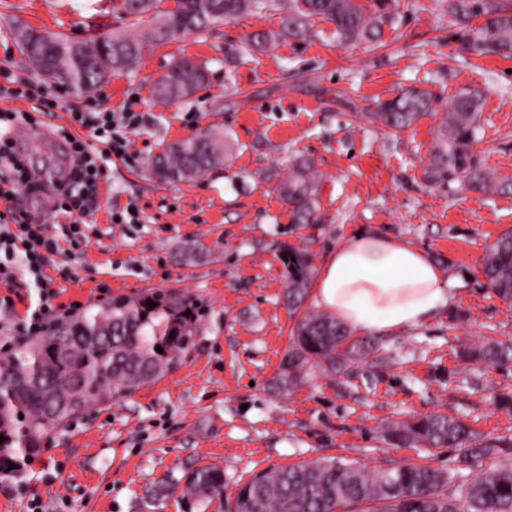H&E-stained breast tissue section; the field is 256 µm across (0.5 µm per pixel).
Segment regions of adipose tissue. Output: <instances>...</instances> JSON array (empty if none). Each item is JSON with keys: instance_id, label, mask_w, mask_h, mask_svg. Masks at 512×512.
Wrapping results in <instances>:
<instances>
[{"instance_id": "obj_1", "label": "adipose tissue", "mask_w": 512, "mask_h": 512, "mask_svg": "<svg viewBox=\"0 0 512 512\" xmlns=\"http://www.w3.org/2000/svg\"><path fill=\"white\" fill-rule=\"evenodd\" d=\"M447 274L427 253L378 231L350 235L330 255L313 300L358 333L417 328L451 301Z\"/></svg>"}]
</instances>
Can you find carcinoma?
<instances>
[{
  "label": "carcinoma",
  "instance_id": "carcinoma-1",
  "mask_svg": "<svg viewBox=\"0 0 512 512\" xmlns=\"http://www.w3.org/2000/svg\"><path fill=\"white\" fill-rule=\"evenodd\" d=\"M174 10L159 14L155 0H123L120 9L131 23L145 27L158 42H172L199 34L218 21H230L253 10L276 5L284 11L274 34L247 36L242 48L264 50L279 38L304 40L310 19L334 25L342 45H376L382 26L396 22L398 0H372L367 8L356 0H176ZM448 13L466 25L483 16V24L469 27L462 49L478 55H512V9L499 0H448ZM100 36L92 45L47 31L17 40L21 55L44 76L58 65L66 68L71 90L91 91L104 79L105 46ZM144 43L127 34L112 35L110 69L134 68ZM208 69L177 60L153 84V93L166 101L182 100L175 88L187 81L200 87ZM482 95L462 90L444 104L445 116L430 152L426 180L434 185L459 182L484 194L512 189V177H498L475 160L474 146L481 132ZM433 108L431 97L411 89L375 104L364 119L393 131L411 128ZM230 143L218 130H203L172 142L150 160L152 175L176 183L224 165ZM295 224H321L319 183L307 159L294 161L288 179L277 185ZM288 275V306L296 316L276 385L290 389L304 381L309 370L336 371L345 360L347 328L333 315L304 307L313 279L310 253L281 249ZM481 273L495 294L512 303V229L488 246ZM156 303L151 308L148 302ZM196 304L176 290H145L117 296L93 314L74 315L53 325L17 348L0 352V474L17 472L20 464L37 456L50 433L79 414L92 401L131 395L161 379L181 364L196 326ZM192 314L187 316L185 311ZM175 337H170V333ZM163 352H157V348ZM492 363L512 358V348L489 343L474 351ZM395 448L450 447L460 451L468 474L404 463L373 472L340 460H318L273 467L241 485L228 512H512V436L482 439L459 418L446 414L408 418L388 432ZM495 458L497 465L484 466ZM14 469H8V466ZM182 494L193 498L224 497V470L199 468L185 475Z\"/></svg>",
  "mask_w": 512,
  "mask_h": 512
}]
</instances>
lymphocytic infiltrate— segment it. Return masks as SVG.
I'll return each mask as SVG.
<instances>
[{"instance_id":"obj_1","label":"lymphocytic infiltrate","mask_w":512,"mask_h":512,"mask_svg":"<svg viewBox=\"0 0 512 512\" xmlns=\"http://www.w3.org/2000/svg\"><path fill=\"white\" fill-rule=\"evenodd\" d=\"M13 99L33 102V110L11 109L0 112V277L8 276L15 265H22L44 297H51L50 279L45 270L59 254L58 239L50 235L46 226L39 224L30 213L14 206L18 192L47 195L53 211L67 214L71 222L66 236L73 246H80L86 238L87 219L97 203L99 182L103 174L102 156L92 150L91 140H105L114 152L127 149L126 133L139 123L136 113L122 116L106 112H75L73 123L88 130V139L71 137L69 129H62L68 140L69 167L64 177L55 181L53 188L31 174L15 150L14 132L17 128L37 127L39 115L53 112L59 102L43 87L29 82L8 89Z\"/></svg>"}]
</instances>
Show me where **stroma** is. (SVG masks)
<instances>
[{"mask_svg":"<svg viewBox=\"0 0 512 512\" xmlns=\"http://www.w3.org/2000/svg\"><path fill=\"white\" fill-rule=\"evenodd\" d=\"M122 0H0V86L42 76L18 52L16 29L33 26L86 41L127 29ZM400 16L382 27V45L339 46L332 25L312 21L303 41L237 52L244 38L280 27L265 9L189 34L146 43L135 69L111 74L88 95L59 93V109L18 141L37 170L61 163L51 146L71 113L135 112L124 156L102 153L99 206L80 247L65 246L46 273L53 305L81 303L96 312L117 295L175 289L198 308L194 343L183 363L132 396L91 403L55 431L20 472L0 476V512H226L225 498L273 466L338 457L374 470L401 463L454 469L452 448H395L384 430L416 415L443 413L472 430L512 435V361L469 359L488 338L512 345V304L485 286L488 245L512 228V194L486 195L459 183L433 185L424 170L442 105L464 89L483 96L481 167L512 176V57L463 51L468 32L448 14V0H400ZM206 65L208 83L168 104L154 81L178 59ZM405 88L431 93L436 106L396 135L361 120L375 101ZM206 127L223 129L229 161L189 181L165 183L148 162L174 141ZM313 159L321 224H295L275 190L294 159ZM136 211L133 224L113 223ZM378 230L427 252L448 273L453 299L420 328L375 336L377 354L355 352L336 373L311 372L289 392L273 381L293 317L284 299L280 247L309 251L322 267L358 231ZM205 245L201 255L191 248ZM0 348L15 342L11 324L42 295L14 269L0 278ZM204 466L223 469L224 499L159 495L162 482Z\"/></svg>","mask_w":512,"mask_h":512,"instance_id":"1","label":"stroma"}]
</instances>
